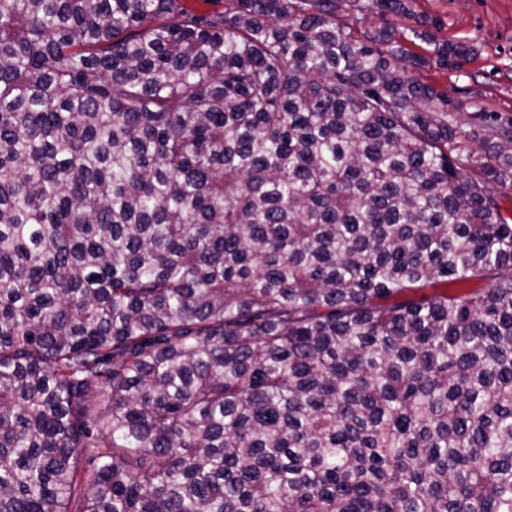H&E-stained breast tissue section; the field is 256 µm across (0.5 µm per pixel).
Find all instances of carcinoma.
Wrapping results in <instances>:
<instances>
[{
  "instance_id": "obj_1",
  "label": "carcinoma",
  "mask_w": 512,
  "mask_h": 512,
  "mask_svg": "<svg viewBox=\"0 0 512 512\" xmlns=\"http://www.w3.org/2000/svg\"><path fill=\"white\" fill-rule=\"evenodd\" d=\"M200 2L0 0V512H512V124Z\"/></svg>"
}]
</instances>
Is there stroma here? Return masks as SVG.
Returning a JSON list of instances; mask_svg holds the SVG:
<instances>
[{
  "instance_id": "obj_1",
  "label": "stroma",
  "mask_w": 512,
  "mask_h": 512,
  "mask_svg": "<svg viewBox=\"0 0 512 512\" xmlns=\"http://www.w3.org/2000/svg\"><path fill=\"white\" fill-rule=\"evenodd\" d=\"M404 13L372 16L374 31L422 25L436 41L467 47L465 58L439 66L430 62L416 75L446 92L460 134L483 122H512V0H408Z\"/></svg>"
}]
</instances>
